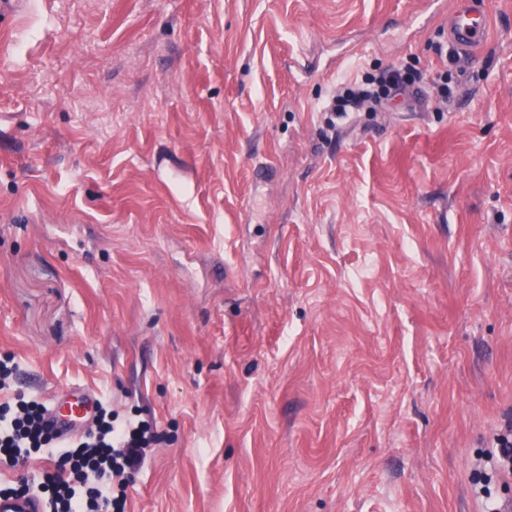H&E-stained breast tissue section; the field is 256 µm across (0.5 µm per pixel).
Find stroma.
I'll return each mask as SVG.
<instances>
[{
  "label": "stroma",
  "mask_w": 512,
  "mask_h": 512,
  "mask_svg": "<svg viewBox=\"0 0 512 512\" xmlns=\"http://www.w3.org/2000/svg\"><path fill=\"white\" fill-rule=\"evenodd\" d=\"M456 3L0 15V405L79 384L152 422L126 512H482L512 417V0L470 57ZM392 66L421 99L328 127ZM420 82V77L404 67H390L378 76L363 79L339 89L332 98L325 112H334L337 118L348 112H355L364 102L380 104L392 93L403 91ZM336 112V113H335Z\"/></svg>",
  "instance_id": "stroma-1"
}]
</instances>
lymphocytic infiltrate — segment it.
I'll return each mask as SVG.
<instances>
[{"instance_id": "f902f5d3", "label": "lymphocytic infiltrate", "mask_w": 512, "mask_h": 512, "mask_svg": "<svg viewBox=\"0 0 512 512\" xmlns=\"http://www.w3.org/2000/svg\"><path fill=\"white\" fill-rule=\"evenodd\" d=\"M419 78L403 67H391L361 83L339 89L327 106L328 111L344 116L366 102L375 104L418 83ZM95 432L86 433L77 445L63 443L55 431L47 409L35 402L20 401L19 411L11 415L0 411V464L23 467L31 453L52 445L50 455L37 482L22 479L17 486L0 489V494L22 497L32 489L48 496V512H125L126 483L123 476L141 461V450L156 437L151 423L141 421L125 427L115 426L112 416L98 411ZM98 485L89 493L77 492L87 475Z\"/></svg>"}]
</instances>
